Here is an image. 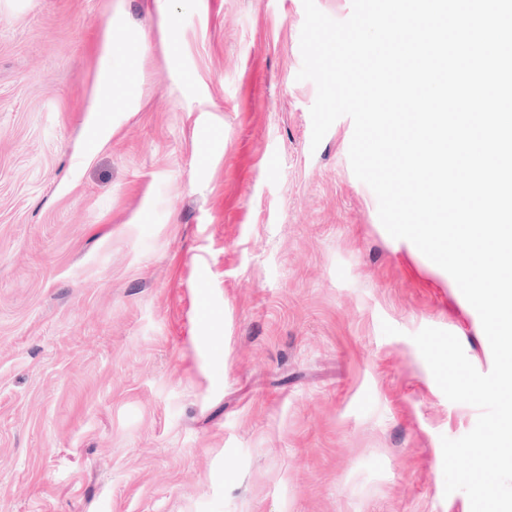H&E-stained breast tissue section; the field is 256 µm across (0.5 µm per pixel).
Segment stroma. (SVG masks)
Here are the masks:
<instances>
[{"mask_svg": "<svg viewBox=\"0 0 512 512\" xmlns=\"http://www.w3.org/2000/svg\"><path fill=\"white\" fill-rule=\"evenodd\" d=\"M303 22L0 0V512H471L441 440L479 411L411 336L483 373L489 341L383 227L352 119L312 146Z\"/></svg>", "mask_w": 512, "mask_h": 512, "instance_id": "stroma-1", "label": "stroma"}]
</instances>
